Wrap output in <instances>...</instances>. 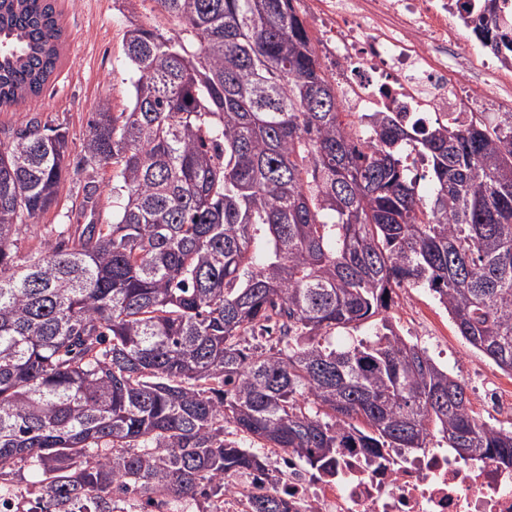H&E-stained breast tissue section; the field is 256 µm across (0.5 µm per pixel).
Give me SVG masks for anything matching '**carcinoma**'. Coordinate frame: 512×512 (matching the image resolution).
<instances>
[{"label":"carcinoma","instance_id":"obj_1","mask_svg":"<svg viewBox=\"0 0 512 512\" xmlns=\"http://www.w3.org/2000/svg\"><path fill=\"white\" fill-rule=\"evenodd\" d=\"M155 2L174 28L127 29L131 104L98 101L83 143L85 165L113 169L112 223L19 255L68 173L67 132L36 117L0 132V494L29 465L27 512H218L227 478L265 469L255 444L328 476L339 448L407 454L437 435L512 465V431L387 317L397 291L427 288L512 375V112L345 123L293 0ZM465 24L512 52L500 0ZM61 36L50 0H0V107L41 93ZM361 326L371 338L336 347Z\"/></svg>","mask_w":512,"mask_h":512}]
</instances>
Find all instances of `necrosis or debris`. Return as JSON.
I'll return each instance as SVG.
<instances>
[{"instance_id":"4bbe7bcc","label":"necrosis or debris","mask_w":512,"mask_h":512,"mask_svg":"<svg viewBox=\"0 0 512 512\" xmlns=\"http://www.w3.org/2000/svg\"><path fill=\"white\" fill-rule=\"evenodd\" d=\"M309 2L344 111L399 112L411 123L450 112L461 124L478 100L512 112V64L485 65L457 47L467 0ZM250 484L268 488L288 512H512V466L436 447L406 459L388 448H344L332 477L278 452Z\"/></svg>"}]
</instances>
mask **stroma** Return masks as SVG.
<instances>
[{
    "instance_id": "stroma-1",
    "label": "stroma",
    "mask_w": 512,
    "mask_h": 512,
    "mask_svg": "<svg viewBox=\"0 0 512 512\" xmlns=\"http://www.w3.org/2000/svg\"><path fill=\"white\" fill-rule=\"evenodd\" d=\"M63 36L57 69L41 95L0 109V129L17 128L33 116L65 127L68 132L70 170L59 187L58 203L40 213L36 224L45 228L70 219L84 223V185L100 184L95 217L112 220L111 169L94 170L81 162L87 121L97 101L109 100L113 112L130 104L131 67L123 35L136 22L168 31L171 21L156 0H55ZM396 331L427 349L429 355L464 381L471 401L477 402L484 378L496 375V367L459 335L445 309L425 288L399 291L388 312ZM477 414L490 425L512 428V419L479 406Z\"/></svg>"
}]
</instances>
